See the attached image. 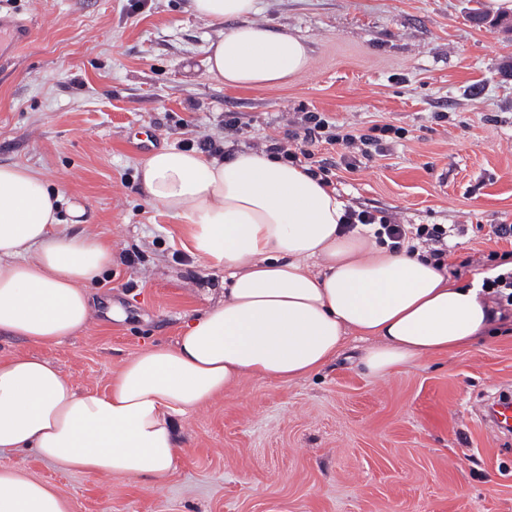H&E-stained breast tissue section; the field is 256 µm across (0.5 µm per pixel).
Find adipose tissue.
I'll return each instance as SVG.
<instances>
[{
  "instance_id": "1",
  "label": "adipose tissue",
  "mask_w": 512,
  "mask_h": 512,
  "mask_svg": "<svg viewBox=\"0 0 512 512\" xmlns=\"http://www.w3.org/2000/svg\"><path fill=\"white\" fill-rule=\"evenodd\" d=\"M233 26L208 48L224 85L274 86L309 65L302 38L254 22L256 0H188ZM148 203L186 224L188 251L223 271L224 296L176 341L125 359L103 394L78 391L48 360L0 359V454L34 451L64 469L154 484L179 456L173 419L255 376L282 385L319 372L345 336L375 337L364 364L385 376L482 338L495 319L481 288L455 284L419 253L346 229L348 203L303 166L260 150L216 159L160 149L138 168ZM83 213L36 171L0 164V333L61 342L95 317L90 286L112 265L109 240L70 232ZM0 512H69L59 490L0 468Z\"/></svg>"
}]
</instances>
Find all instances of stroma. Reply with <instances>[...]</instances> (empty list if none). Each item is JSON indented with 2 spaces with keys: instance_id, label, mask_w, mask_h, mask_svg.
Masks as SVG:
<instances>
[{
  "instance_id": "35a3bbf8",
  "label": "stroma",
  "mask_w": 512,
  "mask_h": 512,
  "mask_svg": "<svg viewBox=\"0 0 512 512\" xmlns=\"http://www.w3.org/2000/svg\"><path fill=\"white\" fill-rule=\"evenodd\" d=\"M484 0H257V23L303 37L310 63L272 87L234 89L205 67L226 24L188 0H0L30 40L0 61V164L40 173L86 206L115 259L93 287L94 323L57 345L0 335V355L36 354L79 391L102 392L124 359L169 344L221 299L223 272L184 247L186 227L150 206L140 162L183 139L261 148L305 112L358 133L403 128L383 153L343 161L332 186L351 209L400 224H465L448 257L471 280L512 225V32L475 23ZM241 131L224 128L225 114ZM133 265H126V258ZM347 336L318 373L282 386L251 376L176 418L181 448L156 488L63 471L33 452L0 454L55 485L70 512H512V431L479 415L512 393V332L376 377Z\"/></svg>"
}]
</instances>
